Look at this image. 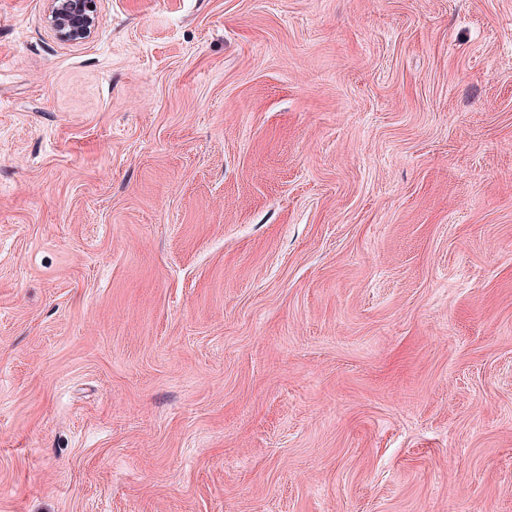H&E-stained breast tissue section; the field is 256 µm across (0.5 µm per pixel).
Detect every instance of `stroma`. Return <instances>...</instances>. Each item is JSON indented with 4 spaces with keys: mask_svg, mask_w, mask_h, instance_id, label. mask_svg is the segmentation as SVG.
I'll return each instance as SVG.
<instances>
[{
    "mask_svg": "<svg viewBox=\"0 0 512 512\" xmlns=\"http://www.w3.org/2000/svg\"><path fill=\"white\" fill-rule=\"evenodd\" d=\"M0 0V512H512V0ZM48 19L56 34L64 41L79 42L92 32L96 0H49Z\"/></svg>",
    "mask_w": 512,
    "mask_h": 512,
    "instance_id": "35a3bbf8",
    "label": "stroma"
}]
</instances>
